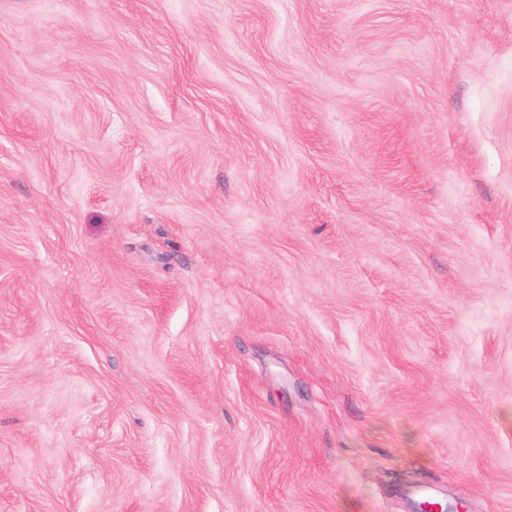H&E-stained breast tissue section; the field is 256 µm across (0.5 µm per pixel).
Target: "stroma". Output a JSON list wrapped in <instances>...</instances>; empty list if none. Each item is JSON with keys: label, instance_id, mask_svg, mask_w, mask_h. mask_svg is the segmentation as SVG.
<instances>
[{"label": "stroma", "instance_id": "35a3bbf8", "mask_svg": "<svg viewBox=\"0 0 512 512\" xmlns=\"http://www.w3.org/2000/svg\"><path fill=\"white\" fill-rule=\"evenodd\" d=\"M512 512V0H0V512Z\"/></svg>", "mask_w": 512, "mask_h": 512}]
</instances>
